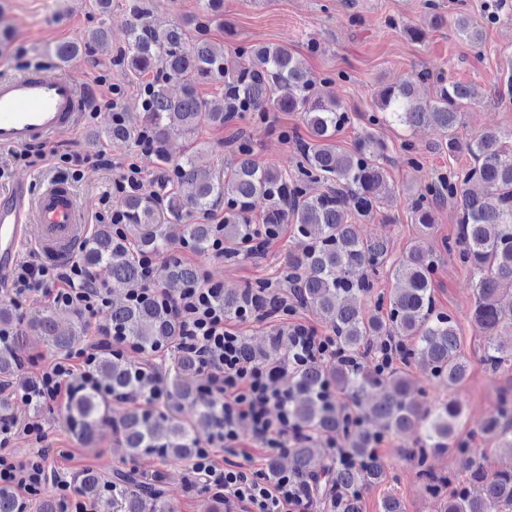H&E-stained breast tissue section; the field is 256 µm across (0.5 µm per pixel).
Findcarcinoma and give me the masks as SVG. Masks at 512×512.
<instances>
[{"label":"carcinoma","mask_w":512,"mask_h":512,"mask_svg":"<svg viewBox=\"0 0 512 512\" xmlns=\"http://www.w3.org/2000/svg\"><path fill=\"white\" fill-rule=\"evenodd\" d=\"M224 0H203L202 9L156 27L149 9L131 0L132 20L127 47L116 58V65L140 81L141 119L134 122L118 107L106 137L139 143L149 136V151L164 165V183L191 186L183 196L173 192L159 207L154 199L138 193L126 194L119 201L124 214L123 229L115 232L102 224L82 246V262L102 267L113 280L134 287L142 282L138 261L141 254L160 257L168 250V240L156 217L162 209L168 220L185 224V243L204 253L213 241L224 239V258L234 259L252 253L256 228L248 213L253 200L263 197L270 203L261 235L273 240L284 226L291 227L299 252H289V287L297 289L299 305L311 307L328 319L336 342L351 354L373 343L375 336H394L406 345L408 356L420 363L442 389L453 393L468 376V363L460 352L458 325L450 313L436 306L433 274L438 255L423 242H412L397 258L386 243L362 239L349 224L352 218L372 219L392 192L383 165L384 145L374 134L375 127L392 124L412 129L430 124L451 146L461 120V108L481 100L486 92L456 81L441 71L436 75L438 89L433 98L421 99L420 85L430 74L410 76L399 85H388L378 93L377 112L359 136L355 148L346 151L336 144V134L350 122L348 112L318 94L317 79L296 53L286 45H254L246 52L224 48L208 38L212 25L224 28ZM456 30L473 44L483 40V29L471 24L463 14L454 21ZM101 25L86 30L77 40L53 48L61 62L72 61L107 40ZM147 81H142L145 76ZM180 85L172 96L169 85ZM202 84H219L224 89L221 102L198 94ZM298 112L309 137L299 140L296 150L301 164L296 173L286 168L259 166L252 145L242 134L234 139V158L224 172L213 167L211 155L191 151L183 158H169L166 144L173 134L193 135L204 126H222L248 112ZM473 163L452 170L408 197V207L416 223L432 224L434 208L450 197L460 198L459 259L476 276L473 318L484 335L483 359L494 371L512 362V345L497 339L502 329L512 330V309L498 306L495 297L512 292V154L499 134L486 131L468 143ZM323 183L324 190L312 195L308 184ZM478 185L482 193L471 191ZM224 208L223 223H188L197 215H209ZM384 275L401 283L386 297L377 299L376 312L366 317L357 303L370 294L374 277ZM162 285L181 288L201 281L197 266L173 260L159 268ZM246 291L218 295L224 314L237 315ZM74 318V329L59 330L58 318ZM107 322L118 326L134 350L149 358L169 347L179 337L180 326L168 310L151 302L134 303L125 299L106 310ZM31 324L42 336L46 352L66 354L84 337L88 320L81 312L67 307L39 311ZM0 378L18 377L25 363L44 359L34 354L20 356L24 333L12 315L0 310ZM175 375L170 390L189 400L187 418L168 415L154 408L155 401L136 407L123 419L112 423L117 441L128 448L133 459L155 455L165 461L190 462L197 450L196 432L217 430L220 419L218 400L198 391L193 359L180 355L174 360ZM93 372L113 394L143 393L140 382L147 373L145 364L120 353L102 352ZM329 377L338 391L354 404L365 396L374 398L370 413L380 422L381 431L400 433L418 425L425 428L417 452L413 454L418 474L427 492L440 496L452 479L435 475L427 466L428 452L450 447L457 437L462 407L448 398L431 411L423 406L422 391L407 373L398 372L381 384L366 376H354L345 367L331 369L314 365L302 373L288 404L294 424L311 435L343 433L345 443L357 459L371 455L380 431L352 427L339 407H328L317 398V387ZM65 417L78 439L95 442L100 426L108 419L105 399L85 390L68 400ZM498 449L512 451V393L500 394L496 416L485 426ZM292 470L311 477L312 490L333 502V512H362V489L383 480L381 465L342 467L325 463L324 456L304 441L290 449ZM470 483L481 485L475 494L465 485L456 486L444 501V512H512V470L488 473L474 461ZM77 491L87 498L95 512H172L162 500L161 489L150 482L125 474L112 481L93 471L76 479Z\"/></svg>","instance_id":"cac0c4a2"}]
</instances>
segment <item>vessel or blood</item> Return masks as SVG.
Listing matches in <instances>:
<instances>
[{"instance_id":"1","label":"vessel or blood","mask_w":512,"mask_h":512,"mask_svg":"<svg viewBox=\"0 0 512 512\" xmlns=\"http://www.w3.org/2000/svg\"><path fill=\"white\" fill-rule=\"evenodd\" d=\"M85 107L79 81L50 74L39 65L0 76V148L47 142L75 131ZM89 232L83 206L67 184L53 181L31 194L26 180H16L0 199V276L18 260L30 241L57 262L74 258Z\"/></svg>"}]
</instances>
